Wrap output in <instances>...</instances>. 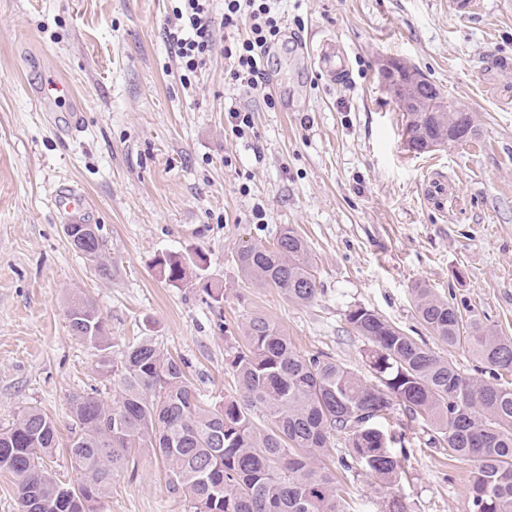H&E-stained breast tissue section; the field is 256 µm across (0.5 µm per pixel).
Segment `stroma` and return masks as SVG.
Listing matches in <instances>:
<instances>
[{"label": "stroma", "mask_w": 512, "mask_h": 512, "mask_svg": "<svg viewBox=\"0 0 512 512\" xmlns=\"http://www.w3.org/2000/svg\"><path fill=\"white\" fill-rule=\"evenodd\" d=\"M283 0L284 35L269 54L266 90L229 84L224 31L184 88L164 26L175 0H0V429L28 407L54 418L59 443L45 467L62 483L80 476L65 452L68 398L119 389L73 335L67 310L92 300L113 356L149 338L182 359L201 401L240 398L227 363L258 314L295 352L331 356L369 378L367 342L346 314L365 307L423 339L465 375L480 364L417 319L419 282L512 336V5L507 0ZM333 37L348 52L349 84L329 83L294 62L299 38ZM398 59L442 96L468 109L477 139L411 152L406 114L380 75ZM66 76L83 130L57 133L33 97L48 73ZM253 112L249 137L231 131L225 106ZM90 196L89 222L105 245L109 275L74 250L55 207L59 186ZM307 242L318 295L307 304L241 280L236 254L269 243L283 226ZM206 256L223 285L212 304L201 289L157 273L168 252ZM387 428L410 453L397 489L359 472L344 475L351 512H465L473 467L450 458L433 428L401 409ZM112 479L99 512H190L166 487L162 460L136 448Z\"/></svg>", "instance_id": "1"}]
</instances>
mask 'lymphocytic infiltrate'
<instances>
[{"mask_svg":"<svg viewBox=\"0 0 512 512\" xmlns=\"http://www.w3.org/2000/svg\"><path fill=\"white\" fill-rule=\"evenodd\" d=\"M281 0H224L214 17L211 0H177L165 30L182 80L201 70L213 49L215 28L224 30L225 73L238 87L261 92L271 48L282 28Z\"/></svg>","mask_w":512,"mask_h":512,"instance_id":"f902f5d3","label":"lymphocytic infiltrate"}]
</instances>
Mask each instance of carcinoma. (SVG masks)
I'll return each mask as SVG.
<instances>
[{
	"label": "carcinoma",
	"instance_id": "1",
	"mask_svg": "<svg viewBox=\"0 0 512 512\" xmlns=\"http://www.w3.org/2000/svg\"><path fill=\"white\" fill-rule=\"evenodd\" d=\"M423 123L406 119V140L448 143L447 112H427L433 96L418 87ZM242 278L279 289L304 304L318 288L308 245L284 226L276 241L243 247L236 256ZM206 259L166 253L158 274L179 285H200L216 304L224 288L203 280ZM418 319L450 347L468 350L492 375L462 374L448 359L379 313L356 307L346 321L368 341V382L326 355L305 358L274 323L252 315L244 323L245 345L228 369L241 400L204 406L187 382L184 365L145 339L121 356L110 355L104 317L88 300L68 312L72 333L98 351L97 368L120 390L108 403L94 394L68 399L69 448L77 485L59 484L43 467L58 442L56 422L30 408L12 427L0 429V471L16 479L21 512H98L112 475L129 462L132 448L161 456L169 492L194 512H349L336 471L322 460L334 436L348 444L343 471L359 468L393 486L405 446L376 423L399 406L410 418L437 430L448 456L473 463L465 512H512V337L489 329L472 311L441 298L424 283L413 287ZM265 416L272 427L260 428Z\"/></svg>",
	"mask_w": 512,
	"mask_h": 512
}]
</instances>
